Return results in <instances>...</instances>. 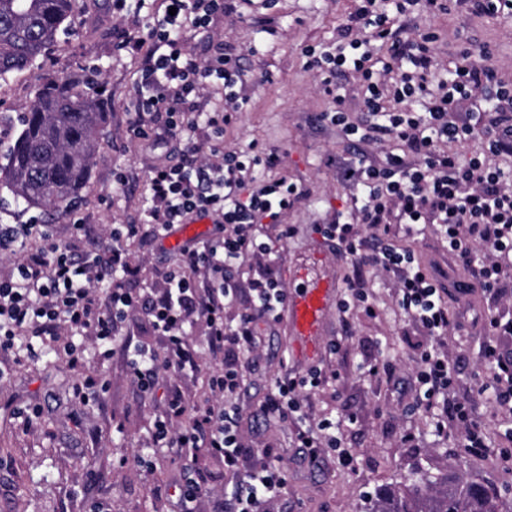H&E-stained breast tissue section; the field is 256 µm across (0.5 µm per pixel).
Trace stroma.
<instances>
[{"mask_svg":"<svg viewBox=\"0 0 512 512\" xmlns=\"http://www.w3.org/2000/svg\"><path fill=\"white\" fill-rule=\"evenodd\" d=\"M354 7L355 0H276L268 9L262 0H253L243 17L216 18L209 35L197 36L191 44L202 59L217 40L241 51L249 103L225 128L224 142L231 148L254 143L278 150L280 162L267 171V178L286 179L305 192L282 217L281 224L296 229L292 238L278 241L280 225L263 227L285 264L306 258L318 240L314 225L330 223L350 195L337 179L336 165L349 159L352 147L336 126L320 120L329 99L307 70L302 50L335 42ZM416 25L435 34L433 54L440 62L451 61L464 42L486 44L494 64L512 80V19L476 16L466 5L455 4L450 12L417 20ZM146 32L144 13L115 14L112 0H75L69 33L36 65L0 83V112L24 111L42 83L83 67L97 68L106 89L97 161L76 206L64 212L10 205L0 209V224L51 225L59 243L77 242L85 253L92 243L74 239L73 224L82 222L101 232L113 224L139 222L148 172L169 157L168 143L135 139L129 128L142 58L121 42L145 38ZM119 171L129 182L118 192L113 179ZM401 244L450 289L448 306L461 325L448 338L457 371L453 390L457 397H470L488 450L470 455L459 448L457 437L435 435L432 414L414 410L409 381L425 338L398 307L394 278L380 275L368 284L374 315L357 305L331 315L320 361L330 379L307 399L314 415L341 421L343 443L355 457L352 466L331 455L319 465L310 464L296 446L295 424H267L257 418L259 404L289 358L283 323L260 327L261 353L245 381L240 425L253 444L277 448L280 464L288 470L276 499L277 512H359L375 488L404 478L417 466L455 474L462 482L483 480L499 492L501 512H512V460L501 454L512 443L506 437L512 411L499 407L492 394L470 395L475 379L488 374L480 352L484 292L479 287L455 291V284L468 282L469 274L449 255L434 228L402 238ZM122 246L149 279L178 255L166 240L130 238ZM374 364L394 366L395 376H369L367 368ZM88 365L107 382L97 402L76 394L77 371L53 354L9 364L7 375L0 378V512H169V483L183 460L151 447L157 401L141 395L123 352L103 364L90 359ZM220 366L206 355L197 372L182 377L165 373L160 383L180 386L190 401L200 404L210 398L208 379ZM25 409L38 412L28 429L20 418ZM145 456L151 465L142 464Z\"/></svg>","mask_w":512,"mask_h":512,"instance_id":"obj_1","label":"stroma"}]
</instances>
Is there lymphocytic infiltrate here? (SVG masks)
I'll return each instance as SVG.
<instances>
[{
	"label": "lymphocytic infiltrate",
	"mask_w": 512,
	"mask_h": 512,
	"mask_svg": "<svg viewBox=\"0 0 512 512\" xmlns=\"http://www.w3.org/2000/svg\"><path fill=\"white\" fill-rule=\"evenodd\" d=\"M250 2L164 0L166 13L146 20L147 39L129 44L146 53L131 129L142 139L174 141L180 154L177 163L151 167L141 223L109 229L95 252L81 255L52 242L27 250L31 225L0 224V251L19 256L9 274L0 275V354L34 361L49 349L75 368L85 365L87 348L103 363L122 347L141 391L162 401L153 446L178 449L185 458L204 448L223 459L232 487L222 512H270L286 482L284 469L274 464L241 474L248 443L239 419L244 360L259 348L256 321L277 319L288 296L275 271L273 242L256 227L275 224L279 240L291 238L294 229L281 218L297 193L283 178L258 181L259 166L277 162L275 151L224 146L225 127L249 103L239 87L241 55L220 47L201 61L187 48L189 37L207 33L214 17L239 13ZM447 8V0H358L336 42L305 49L306 67L330 100L324 120L348 142L379 144L384 154L377 162L360 155L342 167L349 202L332 223L314 230L335 241L352 263L341 308L366 300L367 272L395 276L399 307L432 341L417 367L415 404L439 409L435 432L457 430L468 453L480 455L487 448L484 430L472 420L468 400L451 393L455 369L446 339L456 322L444 290L399 243L400 235L436 226L449 252L493 301L500 291V261L512 257V167L493 163L498 156L512 157V82L484 47L463 49L448 67H439L430 48L434 34H413L405 25L406 18ZM343 73L359 80L360 116L347 108L350 89L338 80ZM207 89L219 91L222 107L204 111L199 97ZM476 136L484 143L482 155L454 152V145ZM195 217L211 219L210 238L185 242L162 282L130 288L139 267L119 240L141 235L158 242ZM248 258L255 262L250 306L230 324L224 309L239 293L233 271ZM138 311L163 336L162 348L118 339L119 324ZM196 318L206 330L194 347L188 336ZM501 328L512 331V320L487 318L483 356L489 375L476 380L472 392L490 389L497 402L511 405L512 357H503L492 341ZM202 349L224 363L211 377L209 403L192 408L177 389H160L159 376L196 372ZM325 380L319 367L302 376L284 373L257 414L267 422H297V445L310 460L330 453L347 466L353 455L341 442L339 421L304 409L306 393ZM177 488L173 512H202V503L214 495L207 477L189 468Z\"/></svg>",
	"instance_id": "lymphocytic-infiltrate-1"
}]
</instances>
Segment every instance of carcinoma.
Returning a JSON list of instances; mask_svg holds the SVG:
<instances>
[{
	"label": "carcinoma",
	"instance_id": "cac0c4a2",
	"mask_svg": "<svg viewBox=\"0 0 512 512\" xmlns=\"http://www.w3.org/2000/svg\"><path fill=\"white\" fill-rule=\"evenodd\" d=\"M74 0H0V80L30 67L72 23ZM106 121L102 84L84 75L50 80L28 109L0 113V191L15 205L66 209L89 178ZM363 512H500L498 497L472 480L414 470L375 491Z\"/></svg>",
	"mask_w": 512,
	"mask_h": 512
}]
</instances>
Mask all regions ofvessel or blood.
I'll return each instance as SVG.
<instances>
[{"instance_id":"b4317fda","label":"vessel or blood","mask_w":512,"mask_h":512,"mask_svg":"<svg viewBox=\"0 0 512 512\" xmlns=\"http://www.w3.org/2000/svg\"><path fill=\"white\" fill-rule=\"evenodd\" d=\"M329 260V249L321 246L309 263L283 270L291 286L285 306L287 349L300 367L320 362L328 320L336 307L340 280L331 272Z\"/></svg>"}]
</instances>
